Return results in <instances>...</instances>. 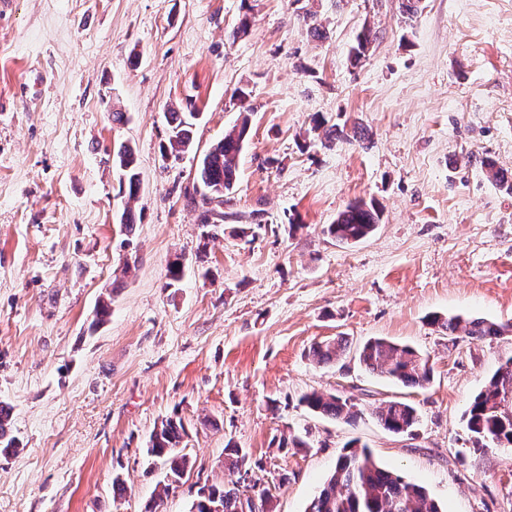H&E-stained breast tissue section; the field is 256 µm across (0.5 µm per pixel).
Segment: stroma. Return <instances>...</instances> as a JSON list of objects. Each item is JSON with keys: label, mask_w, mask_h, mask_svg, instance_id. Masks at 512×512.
I'll return each mask as SVG.
<instances>
[{"label": "stroma", "mask_w": 512, "mask_h": 512, "mask_svg": "<svg viewBox=\"0 0 512 512\" xmlns=\"http://www.w3.org/2000/svg\"><path fill=\"white\" fill-rule=\"evenodd\" d=\"M10 0L0 13V401L19 454L0 457V512H142L163 465L146 449L181 418L192 467L163 512L249 457L273 512H305L344 445L424 485L442 512H512V449L472 451L465 411L501 359L432 314L512 323V0ZM249 16L244 34L236 28ZM323 31L313 38L309 24ZM375 39L359 65L355 35ZM246 99H237L236 88ZM196 113L193 147L163 157L169 108ZM128 121L113 124L112 110ZM250 117L224 229L202 242L186 197L197 162ZM343 129L321 145L314 116ZM369 137L356 140L354 127ZM130 144L141 190L119 192ZM383 220L344 245L324 225L356 200ZM136 215L133 231L121 217ZM253 234L239 236L242 225ZM182 256L191 272L170 283ZM112 314L95 324L99 300ZM346 337L340 361L317 342ZM385 338L429 356L427 388L365 371ZM354 399L349 425L303 394ZM403 399L413 434L373 416ZM303 436L289 454L281 438ZM287 484H280V476ZM122 477L125 498L113 500ZM348 348V342L340 337L336 342H321L312 346L310 356L317 364H329L339 361Z\"/></svg>", "instance_id": "1"}]
</instances>
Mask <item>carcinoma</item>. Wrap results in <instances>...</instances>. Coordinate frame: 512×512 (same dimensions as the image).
Masks as SVG:
<instances>
[{"label": "carcinoma", "instance_id": "carcinoma-1", "mask_svg": "<svg viewBox=\"0 0 512 512\" xmlns=\"http://www.w3.org/2000/svg\"><path fill=\"white\" fill-rule=\"evenodd\" d=\"M369 30L359 32L350 50V61L357 65L372 43ZM194 112H168V150L179 154L188 150L192 140ZM248 119L215 142L201 156L194 184L195 192L205 204L218 205L230 200L239 172V160L249 136ZM113 165L121 173L120 192L133 200L140 191L141 179L133 150L122 144L112 156ZM382 221L381 210L373 203L357 201L339 212L336 220L324 227V233L342 244L365 240ZM429 324L448 336L461 331L474 340H494L512 330L509 323H499L481 317H443L433 314ZM348 342L340 337L334 342L312 346L310 356L317 364L334 363L342 358ZM360 365L371 372L404 386L424 389L430 384L433 369L429 357L408 345L383 338L367 341L358 352ZM302 402L314 413L347 423L356 421L360 409L350 397L310 392ZM379 424L387 431L411 434L418 423L417 408L403 401H389L374 410ZM466 426L475 441L474 451L483 452L490 446L512 448V354L504 357L484 388L474 397L465 414ZM12 406L0 401V455L9 457L18 451L11 435ZM186 434L183 421L169 417L151 434L148 453L163 461L165 475L163 493L181 482L189 467L187 455L180 445ZM248 464V454L232 442L224 448V471L227 478L220 484H205L197 492L189 512H209L208 506L219 504L222 512H244L245 490L257 500L259 512H268L271 501L268 490H258L241 484L242 469ZM307 512H439V507L422 486L382 466L365 444L353 440L336 460L319 494Z\"/></svg>", "mask_w": 512, "mask_h": 512}]
</instances>
